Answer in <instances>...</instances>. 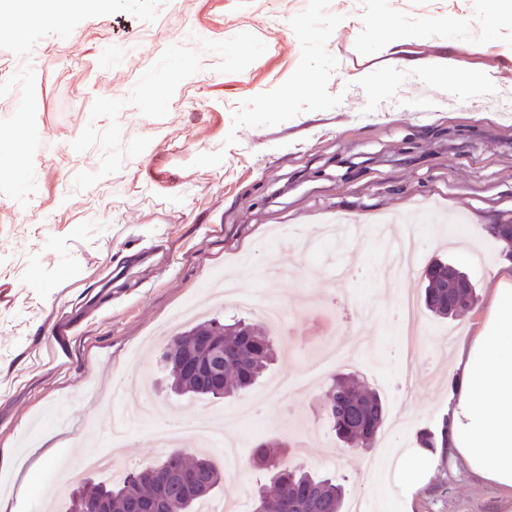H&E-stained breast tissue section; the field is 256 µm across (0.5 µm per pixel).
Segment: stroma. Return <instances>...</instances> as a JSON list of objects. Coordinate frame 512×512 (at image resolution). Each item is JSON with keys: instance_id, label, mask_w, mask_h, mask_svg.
<instances>
[{"instance_id": "stroma-1", "label": "stroma", "mask_w": 512, "mask_h": 512, "mask_svg": "<svg viewBox=\"0 0 512 512\" xmlns=\"http://www.w3.org/2000/svg\"><path fill=\"white\" fill-rule=\"evenodd\" d=\"M492 0H105L59 26L0 40V139L27 122L11 178H0V512H66L65 472L107 451L126 424L127 470L147 467L155 427L222 423L248 456L281 443L290 463L367 493L383 512H512V496L439 455L413 494L365 475L366 457L417 445L448 413V333L471 336L488 281L512 258L492 224H512V19ZM463 58L467 83L395 66ZM364 73L366 82H353ZM165 172L140 176L144 150ZM414 220L420 264L449 259L477 285L457 320L424 315L412 393L392 355L398 294L390 244L366 234L294 239L325 224ZM357 264L333 279L329 264ZM221 275L287 315L280 356L229 398L167 389L151 352L182 305L250 318L205 284ZM349 343L302 399L268 398L301 381L314 352ZM353 373L377 391L387 423L408 421L372 454L344 448L321 415L323 385Z\"/></svg>"}]
</instances>
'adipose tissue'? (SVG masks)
<instances>
[{
    "instance_id": "ef3b65f1",
    "label": "adipose tissue",
    "mask_w": 512,
    "mask_h": 512,
    "mask_svg": "<svg viewBox=\"0 0 512 512\" xmlns=\"http://www.w3.org/2000/svg\"><path fill=\"white\" fill-rule=\"evenodd\" d=\"M59 16V0H0V17L13 32ZM403 43L394 34L386 42L400 67L469 79L465 59L421 63L402 56ZM489 288L486 318L476 335L460 344L453 367L457 388L449 399L448 445L471 471L512 489V265L498 266Z\"/></svg>"
}]
</instances>
